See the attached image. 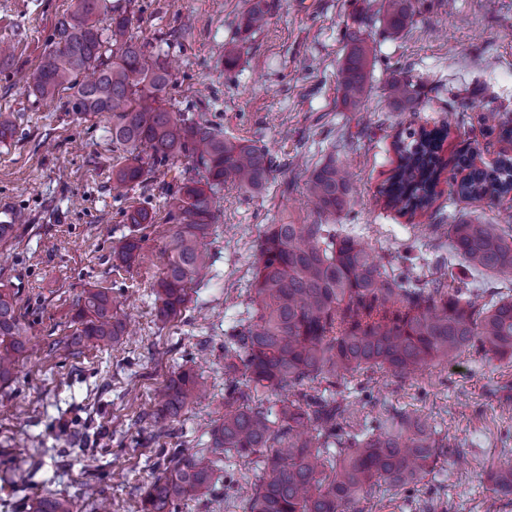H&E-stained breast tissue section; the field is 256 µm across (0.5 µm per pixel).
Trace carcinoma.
<instances>
[{
    "label": "carcinoma",
    "mask_w": 512,
    "mask_h": 512,
    "mask_svg": "<svg viewBox=\"0 0 512 512\" xmlns=\"http://www.w3.org/2000/svg\"><path fill=\"white\" fill-rule=\"evenodd\" d=\"M267 0H251L244 30L264 28ZM413 13L412 0H384L383 20L393 34ZM109 17V35L98 23ZM370 48L355 42L340 69L344 104L357 109L368 94ZM30 90L46 101L67 93L71 110L106 115L112 144L122 164L115 169L118 189L146 184L158 163L191 161L203 179H186L169 201L162 229L169 238L166 263L155 288L157 317L180 316L188 290L207 266L202 240L213 219L215 196L231 180L249 192L264 187L273 172L266 151L203 119L168 110V65L148 55L130 32V20L114 13L108 0H76L57 23L52 49L25 75ZM387 99L400 112L420 103L419 85L403 73L386 85ZM481 120L489 131L512 135L499 112ZM448 129L406 130L393 143L398 161L381 193L385 205L403 215L426 212L437 195L446 167L440 156ZM455 166L468 170L459 182L448 178L450 193L466 200L493 199L512 184V158L490 169L465 155ZM319 215L314 224H272L258 245L253 313L233 329L224 345V421L210 447L188 454L161 451L162 472L143 484L139 512H176L179 504L210 491L226 457L255 459L266 476L246 498V512H363L359 504L383 482L412 491L442 458L458 463L466 451L426 417L395 413L361 432L348 429L347 408L318 385L336 384L356 373L388 369L412 374L440 360L475 351L512 360V294L451 288L441 281L425 290L407 274L389 272L383 258L360 239L327 220L349 203L347 173L336 161L316 167L307 181ZM134 228L156 223L146 207L125 215ZM450 248L474 272H491L512 285V225L461 218L436 224ZM140 239L131 233L114 251L123 265L134 263ZM73 332L50 351L72 355L103 350L124 332L114 300L90 288L75 303ZM29 326L16 295L0 289V383L12 381L27 353ZM201 378L185 370L159 391L153 413L156 436L165 422L194 402ZM277 399L270 406L259 391ZM336 453H331V449ZM494 491L512 495V459L493 474ZM30 512H74V504L50 494L32 501Z\"/></svg>",
    "instance_id": "obj_1"
}]
</instances>
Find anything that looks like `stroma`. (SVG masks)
<instances>
[{
  "label": "stroma",
  "mask_w": 512,
  "mask_h": 512,
  "mask_svg": "<svg viewBox=\"0 0 512 512\" xmlns=\"http://www.w3.org/2000/svg\"><path fill=\"white\" fill-rule=\"evenodd\" d=\"M263 31L239 27L248 0H111L131 20L148 51L165 54L167 96L177 111L205 114L225 134L262 147L274 170L257 192L225 184L205 239L208 267L189 291L181 317H156L153 286L165 262V239L140 230L141 256L114 268L112 251L130 233L124 213L152 209L164 222L177 173L199 178L191 162L159 165L154 181L128 192L114 189L110 121L80 116L62 101L36 99L25 73L49 50L57 21L72 0H0V43L14 47L0 62V110L13 113L15 132L0 142V208L22 218L0 244V288L15 292L30 326L33 352L12 382L0 385V473L35 468L28 482L0 491V512H28L32 499L60 494L76 512H89L88 487L112 512H137L140 487L159 472L164 448L210 445L224 418V342L247 315L260 238L272 224H311L318 216L305 181L336 159L353 173L350 203L337 228L368 241L390 271L420 283L464 277L494 289L488 273H468L447 238L430 230L462 216L512 222V195L463 200L447 185L426 214L413 218L387 208L380 190L397 164L393 148L405 129L449 126L444 160L471 155L490 168L512 156V141L480 121L493 110L512 120V0H413L414 14L390 34L382 0H267ZM373 53L369 92L358 109L342 102L339 70L353 40ZM243 41L234 67L224 46ZM407 71L420 83L416 111H397L384 86ZM90 288L120 302L134 333L105 351L67 357L50 344L74 329V302ZM204 381V393L155 437L156 391L183 370ZM512 381V362L467 352L413 376L368 372L337 384L358 429L398 413L425 415L440 434L462 444L468 466L443 461L405 494L383 484L363 501L364 512H422L429 500L447 512H485L493 496L488 476L512 459V402L493 390ZM93 416L98 454L75 443L73 429Z\"/></svg>",
  "instance_id": "stroma-1"
}]
</instances>
